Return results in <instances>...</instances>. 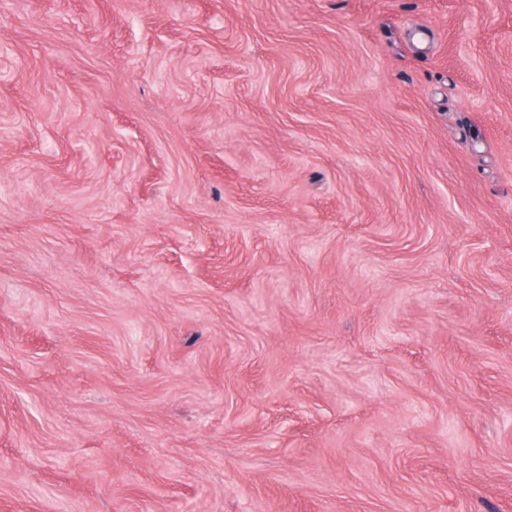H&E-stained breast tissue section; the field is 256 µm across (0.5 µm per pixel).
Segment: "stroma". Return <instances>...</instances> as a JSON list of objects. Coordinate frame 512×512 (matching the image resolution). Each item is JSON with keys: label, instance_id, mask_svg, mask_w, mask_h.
I'll list each match as a JSON object with an SVG mask.
<instances>
[{"label": "stroma", "instance_id": "35a3bbf8", "mask_svg": "<svg viewBox=\"0 0 512 512\" xmlns=\"http://www.w3.org/2000/svg\"><path fill=\"white\" fill-rule=\"evenodd\" d=\"M0 512H512V0H0Z\"/></svg>", "mask_w": 512, "mask_h": 512}]
</instances>
